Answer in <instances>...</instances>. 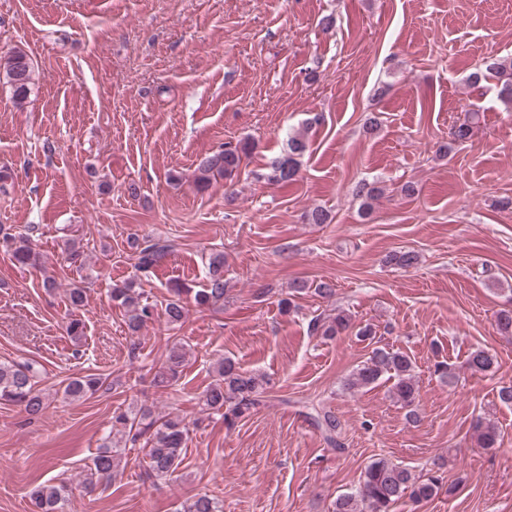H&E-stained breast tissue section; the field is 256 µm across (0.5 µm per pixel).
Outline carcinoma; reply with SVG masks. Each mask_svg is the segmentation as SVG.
<instances>
[{
    "mask_svg": "<svg viewBox=\"0 0 512 512\" xmlns=\"http://www.w3.org/2000/svg\"><path fill=\"white\" fill-rule=\"evenodd\" d=\"M0 73L10 87L14 99L22 103L30 95L33 85V65L28 54L15 49L0 57ZM488 79L496 81L500 101L512 105V59L494 55L484 59L482 66L469 77L475 86ZM253 148L244 140L234 145L226 144L224 149L203 158L197 165L196 179L203 187L210 185L217 177H229L238 169L243 156ZM306 150L302 137L288 140V152L272 162L266 179L286 183L299 173L298 157ZM0 241L11 253V258L22 266L38 268L40 256L32 247L30 238L16 237L0 228ZM135 268L149 273L158 267L171 250L168 244L145 239L133 240ZM224 255L215 253L208 260V276L198 290L184 288L178 284L169 289V298L163 310L167 322L179 324L186 316L188 296H193L194 305L210 308L224 305ZM112 301L126 308L127 328L138 332L155 315V305L145 292L130 281L112 288ZM310 332L315 336L332 339L352 330L356 336L367 338L372 335L368 327L354 329L351 315L341 309L327 316L318 315L309 322ZM188 354L187 345L176 342L169 350L164 366L156 373L154 381L159 386L174 388L178 385L181 368ZM492 355L480 348L470 352L468 367L474 372H488L493 367ZM39 374L37 363L0 362V402L16 405L30 416H37L45 409V399L35 388ZM386 378L393 381L392 393L395 399L409 408L408 421L416 423L419 414L411 409L418 396V384L411 358L404 352L387 347H376L345 381V388L358 391ZM106 380L94 375L70 379L66 394L81 399L96 394ZM268 381L261 375L242 369L232 359L218 363L216 378L205 391L202 402L205 409L224 416L227 428H233L239 421L253 414L264 404L263 395ZM313 425L322 433L331 447L339 446L336 439L339 423L328 410H318L311 416ZM472 438L480 448H496L500 445V431L491 420L477 417L471 424ZM147 436L150 445L147 452V468L156 477L173 476L183 463V448L188 436V427L178 417L170 415L157 417L148 406L135 411L116 412L112 416V438L101 445L100 451L92 458L90 470L98 479L108 481L116 476L121 462L120 443L134 444ZM439 479L425 480L417 477L406 467L393 463L386 457L373 460L366 468L359 487L353 493L336 500L334 512H392V508L407 497L415 503L429 501L438 496ZM40 512H63L67 497L64 485L42 484L31 491ZM182 512H223L220 501L207 493L195 494L183 503Z\"/></svg>",
    "mask_w": 512,
    "mask_h": 512,
    "instance_id": "1",
    "label": "carcinoma"
}]
</instances>
